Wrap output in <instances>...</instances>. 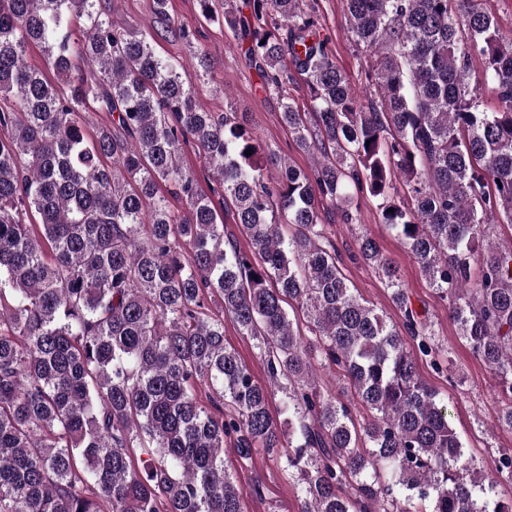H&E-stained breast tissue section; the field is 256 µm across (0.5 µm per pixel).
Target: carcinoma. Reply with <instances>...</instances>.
<instances>
[{"label":"carcinoma","instance_id":"obj_1","mask_svg":"<svg viewBox=\"0 0 512 512\" xmlns=\"http://www.w3.org/2000/svg\"><path fill=\"white\" fill-rule=\"evenodd\" d=\"M197 3L247 45L281 121L316 157L312 173L264 147L246 113L194 99L207 53L192 75L157 55L158 36H191L169 0H152L160 28L137 31L100 0H0V512H243L228 438L244 461L276 451L299 512H419L416 499L429 512H512L489 507L492 478L419 379L407 339L440 372L438 341L392 262L374 238L357 239L398 326L349 288L321 219L330 207L358 223L352 188L376 199L512 400V246L491 234L512 224V35L482 0H346L361 96L314 5ZM32 45L63 86L28 67ZM297 75L309 112L290 98ZM89 104L112 124L88 132ZM191 144L215 180L209 195L182 163ZM226 215L251 254L225 237ZM226 314L256 340L269 384L224 345ZM325 363L371 412L361 425L319 384ZM276 386L286 431L269 412ZM494 474L512 481V454Z\"/></svg>","mask_w":512,"mask_h":512}]
</instances>
